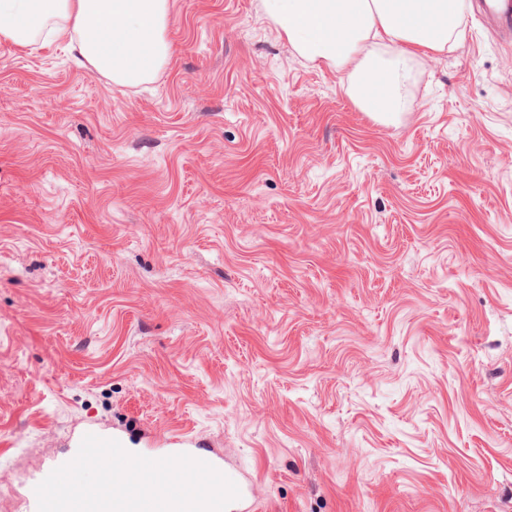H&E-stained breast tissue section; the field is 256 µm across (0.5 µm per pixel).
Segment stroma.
Listing matches in <instances>:
<instances>
[{
  "label": "stroma",
  "instance_id": "1",
  "mask_svg": "<svg viewBox=\"0 0 512 512\" xmlns=\"http://www.w3.org/2000/svg\"><path fill=\"white\" fill-rule=\"evenodd\" d=\"M374 122L262 0L121 86L0 39V512L89 425L253 512H512V44ZM190 456L203 460L213 467H215L217 470H219L221 473H223L225 476H227L229 479H231L238 487L239 490V498L235 501H233L227 508V512H243L247 511L250 508L249 502H250V495H249V486L250 482H244L240 480L239 478L235 477L231 472L226 471L224 469V466L221 462L218 460L204 455H197V454H189Z\"/></svg>",
  "mask_w": 512,
  "mask_h": 512
}]
</instances>
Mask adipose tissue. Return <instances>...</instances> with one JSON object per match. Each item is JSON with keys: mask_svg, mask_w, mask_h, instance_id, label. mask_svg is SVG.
<instances>
[{"mask_svg": "<svg viewBox=\"0 0 512 512\" xmlns=\"http://www.w3.org/2000/svg\"><path fill=\"white\" fill-rule=\"evenodd\" d=\"M264 9L301 57L343 70L351 100L375 113L404 111L414 64L467 27L463 0H264ZM169 10L170 0H0V38L31 52L63 43L113 83L137 85L170 56Z\"/></svg>", "mask_w": 512, "mask_h": 512, "instance_id": "obj_1", "label": "adipose tissue"}]
</instances>
